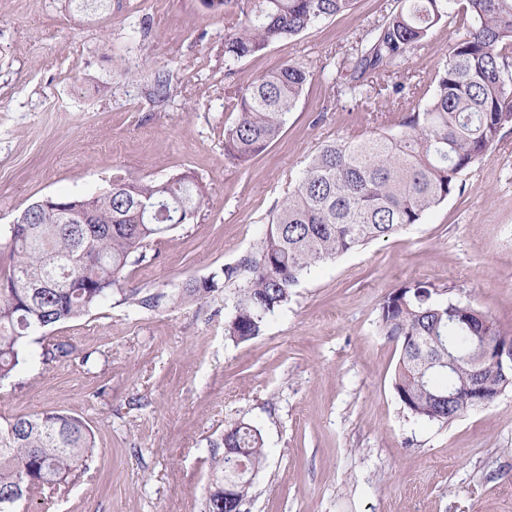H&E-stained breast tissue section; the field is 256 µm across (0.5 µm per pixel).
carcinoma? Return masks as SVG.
Returning <instances> with one entry per match:
<instances>
[{"label":"carcinoma","mask_w":512,"mask_h":512,"mask_svg":"<svg viewBox=\"0 0 512 512\" xmlns=\"http://www.w3.org/2000/svg\"><path fill=\"white\" fill-rule=\"evenodd\" d=\"M228 20L224 60L239 61L344 14L354 0H203ZM465 28L436 75L424 104L395 133L336 141L311 156L283 197L254 255L172 290L176 302L203 301L239 276L224 335L238 343L262 334L268 316L288 304L299 279L317 265L420 223L458 189L459 175L512 123V0H405L368 30L339 72L354 98H368L369 78L399 68L448 20ZM313 77L291 60L233 97L235 123L224 129V153L242 164L277 140ZM206 197L193 176L165 181L112 179L88 201L91 224H75L57 206H33L30 223L0 238V380L25 360L32 338L81 318L112 299L144 308L158 297L128 287L127 269L180 226L192 223ZM380 331L401 346L393 389L419 420L450 423L474 409L464 388L476 336L502 344L512 334L447 291L416 282L379 303ZM224 447L244 465L234 474L229 509L240 508L262 468L261 430L240 422ZM95 448L86 421L62 409L0 421V512L35 491L52 490L86 465Z\"/></svg>","instance_id":"cac0c4a2"}]
</instances>
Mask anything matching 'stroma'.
I'll return each mask as SVG.
<instances>
[{"label":"stroma","instance_id":"35a3bbf8","mask_svg":"<svg viewBox=\"0 0 512 512\" xmlns=\"http://www.w3.org/2000/svg\"><path fill=\"white\" fill-rule=\"evenodd\" d=\"M399 0L348 13L232 65L223 17L201 0H0V229L33 201L91 196L113 176L189 171L208 195L195 223L148 250L130 284L159 307L107 302L35 337L0 382V417L60 408L95 437L86 466L14 512H207L224 430L257 425L265 461L242 512H512V390L450 423L421 422L393 387L400 346L377 327L387 294L417 281L512 331V124L421 222L315 267L261 336H224L234 285L200 302L164 292L254 253L277 203L322 145L397 131L434 89L457 25L434 30L370 102L334 82ZM288 60L314 73L279 137L249 163L224 153L229 98ZM168 98H153L159 74ZM396 83L415 97L391 99ZM72 356L44 360L47 344Z\"/></svg>","mask_w":512,"mask_h":512}]
</instances>
